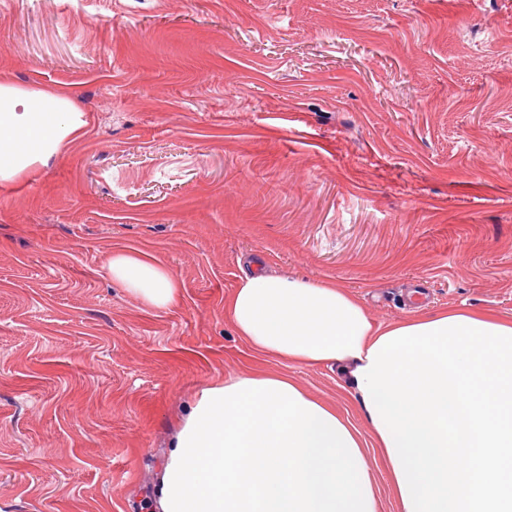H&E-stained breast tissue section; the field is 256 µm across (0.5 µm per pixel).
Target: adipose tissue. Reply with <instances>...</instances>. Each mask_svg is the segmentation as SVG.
<instances>
[{"mask_svg":"<svg viewBox=\"0 0 512 512\" xmlns=\"http://www.w3.org/2000/svg\"><path fill=\"white\" fill-rule=\"evenodd\" d=\"M85 125L68 93L0 81V183ZM109 271L145 305L179 298L170 269L145 254L114 253ZM224 309L256 354L338 368L366 426L287 375L206 385L165 455L155 512H379L371 447L398 512H512V320L445 309L378 325L335 284L258 270Z\"/></svg>","mask_w":512,"mask_h":512,"instance_id":"1","label":"adipose tissue"}]
</instances>
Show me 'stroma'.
I'll return each mask as SVG.
<instances>
[{
	"label": "stroma",
	"instance_id": "1",
	"mask_svg": "<svg viewBox=\"0 0 512 512\" xmlns=\"http://www.w3.org/2000/svg\"><path fill=\"white\" fill-rule=\"evenodd\" d=\"M0 78L70 90L81 139L0 183V512H139L195 393L335 370L224 313L250 258L376 323L512 318V0H0ZM164 263L178 302L113 282ZM109 271L113 281L145 305L168 308L178 301L177 280L170 269L155 258L140 252H115Z\"/></svg>",
	"mask_w": 512,
	"mask_h": 512
}]
</instances>
